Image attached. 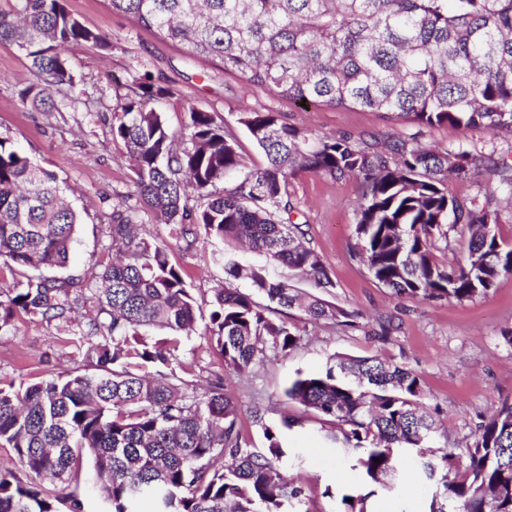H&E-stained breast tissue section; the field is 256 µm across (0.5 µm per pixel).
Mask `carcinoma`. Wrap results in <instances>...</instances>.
Wrapping results in <instances>:
<instances>
[{
  "mask_svg": "<svg viewBox=\"0 0 512 512\" xmlns=\"http://www.w3.org/2000/svg\"><path fill=\"white\" fill-rule=\"evenodd\" d=\"M108 2L187 54L216 60L290 102L512 133V0ZM0 42L16 45L30 61L38 82L20 97L44 112L73 108L56 98L60 86L73 83L61 46H111L108 35L72 17L64 0H15L13 10L0 12ZM171 95L148 73L116 95L112 140L132 161L136 202L101 216L119 258L102 265L90 287L59 274L80 224L63 182L0 136V274L13 279L0 289V335L20 313L66 322L76 307L95 309L71 341L94 372L0 387V445L33 475L24 482L0 467V512H61L65 504L68 512H83L73 493L50 498L36 479L50 476L67 488L85 457L106 512H140L146 500L154 512H305L307 489L287 472L305 458L283 447V429L297 424L294 416L271 424L256 416L266 441L260 450L243 434L224 379L197 393L172 372L143 373L168 365L197 322L196 300L169 264L167 246H152L136 231L153 215L164 218L177 241L202 229L265 257L245 270L226 254L224 272L233 279L246 274L268 304L227 281L210 302L209 339L237 374L269 350L286 356L298 348L297 327L270 317L273 303L298 308L310 321L342 318L354 326V314L267 271L281 266L318 288L333 286L319 254L305 244L303 225L281 218L293 210L288 185L300 174L356 179L355 255L398 297L472 300L512 274V243L492 229L495 190L465 204L448 189L449 178L484 171L508 188L512 204V164L436 151L415 137L372 143L312 136L277 112H241L238 124L266 159L252 169L213 112L191 108L188 134L169 131L161 104ZM460 224L470 233L467 250L444 263L438 243ZM285 396L330 426L327 439L354 458L361 485L336 496V512H368L378 489L396 495L406 454L419 459L434 487L429 512H512V402L478 426L461 465L448 453L427 457L438 423L423 402L421 378L398 365L338 355L325 372L295 379Z\"/></svg>",
  "mask_w": 512,
  "mask_h": 512,
  "instance_id": "obj_1",
  "label": "carcinoma"
}]
</instances>
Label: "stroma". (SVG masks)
Wrapping results in <instances>:
<instances>
[{"instance_id": "obj_1", "label": "stroma", "mask_w": 512, "mask_h": 512, "mask_svg": "<svg viewBox=\"0 0 512 512\" xmlns=\"http://www.w3.org/2000/svg\"><path fill=\"white\" fill-rule=\"evenodd\" d=\"M65 7L85 27L108 34L112 43L106 50L74 44L63 51L73 67L70 94L84 101V108L59 114L23 104L19 93L35 79L31 65L14 45L0 42V134L10 136L33 162L63 181L66 201L81 214L68 273L82 283L92 281L110 249L100 222L105 203H119L135 190L129 156L113 141L107 118L116 93L147 73L163 77L172 90L162 105L170 131L184 130L189 109L217 113L234 126L240 152L253 168L263 167L265 157L237 125L242 108L281 113L288 124L313 134L355 139L415 134L422 144L439 150L460 148L512 163V134L450 124L421 128L368 110L293 103L247 85L218 62L188 56L131 17L113 12L107 0H65ZM288 190L292 219L305 225L307 239L334 283L324 290L298 279L295 287L356 314L357 327L311 322L301 311L289 310L287 320L302 336L299 347L239 376L225 370L222 356L204 337L207 321L201 318L195 334L183 339L173 357V371L197 389L223 377L239 405L245 435L261 449L265 440L254 417L278 421L284 391L295 378L324 372L340 354L378 357L421 377L427 406L440 411L435 447L463 455L482 417L503 399H512V345L502 338L503 331L512 329V275L501 277L487 295L471 301L395 296L352 255L359 201L354 180L302 174L291 180ZM143 233L151 244L167 245L171 264L182 273L198 305L207 307L215 288L224 283L223 243L203 236L190 246L173 241L168 225L155 220L144 225ZM82 322L79 316L50 323L18 316L10 333L0 336V385L82 369V359L70 345ZM285 439L290 447L306 451L301 479L308 487L310 512H334L332 492L357 483V471L327 448L313 415L287 431Z\"/></svg>"}]
</instances>
